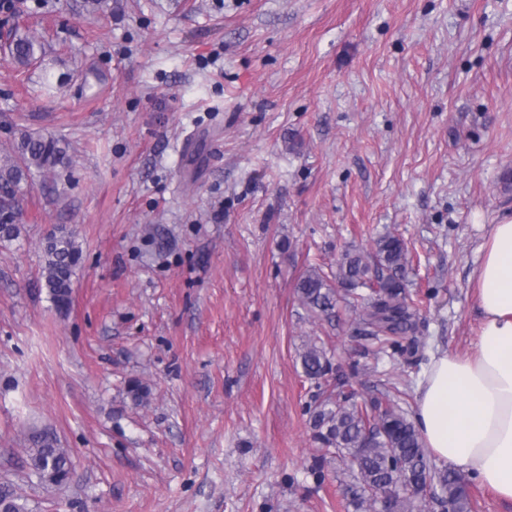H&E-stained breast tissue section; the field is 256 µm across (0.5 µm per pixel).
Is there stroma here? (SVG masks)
Instances as JSON below:
<instances>
[{
  "mask_svg": "<svg viewBox=\"0 0 512 512\" xmlns=\"http://www.w3.org/2000/svg\"><path fill=\"white\" fill-rule=\"evenodd\" d=\"M0 12V158L67 160L0 240V494L23 512H348L298 352L320 339L406 412L431 357L471 352L474 273L512 212V0H24ZM45 46L12 63L15 27ZM77 231L72 303L41 278ZM401 238L416 332L376 352L300 305L309 266ZM150 389L134 405L131 380ZM47 431L70 484L35 474Z\"/></svg>",
  "mask_w": 512,
  "mask_h": 512,
  "instance_id": "stroma-1",
  "label": "stroma"
}]
</instances>
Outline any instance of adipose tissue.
<instances>
[{"instance_id": "adipose-tissue-1", "label": "adipose tissue", "mask_w": 512, "mask_h": 512, "mask_svg": "<svg viewBox=\"0 0 512 512\" xmlns=\"http://www.w3.org/2000/svg\"><path fill=\"white\" fill-rule=\"evenodd\" d=\"M483 249L473 351L432 357L414 423L436 462L512 501V216L493 225Z\"/></svg>"}]
</instances>
